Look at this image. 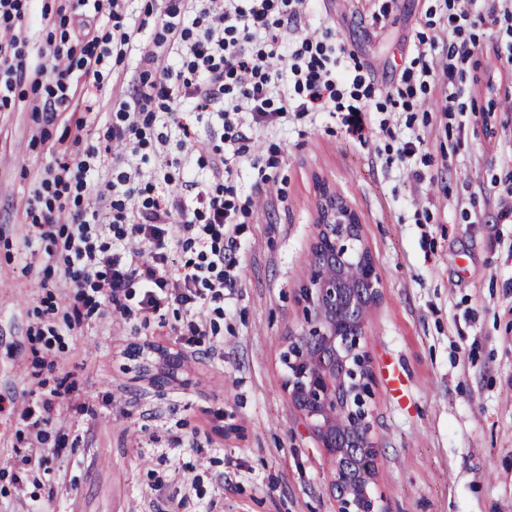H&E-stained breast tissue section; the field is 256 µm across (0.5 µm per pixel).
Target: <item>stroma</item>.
I'll list each match as a JSON object with an SVG mask.
<instances>
[{
    "instance_id": "obj_1",
    "label": "stroma",
    "mask_w": 512,
    "mask_h": 512,
    "mask_svg": "<svg viewBox=\"0 0 512 512\" xmlns=\"http://www.w3.org/2000/svg\"><path fill=\"white\" fill-rule=\"evenodd\" d=\"M458 0H390L373 17L367 0H322L307 31L330 27L372 71L379 89L397 86L417 55L418 33ZM474 65L461 81L464 104L444 111L448 89L430 84L409 112L368 114L365 139L339 115L290 117L274 131H238L256 142L282 189L240 236L241 282L216 348L196 351L177 336H150L120 316L38 340L42 288L61 244L26 247L27 211L49 163L67 148L63 117L47 124L26 95L0 111V512H165L152 489L176 494L198 479L204 498L182 512H336L333 458L290 400L282 355L303 327L300 290L312 274L322 190L352 210L380 279L365 318L371 357L372 492L380 512H512V20L482 19L467 31ZM178 113L161 114L176 184L199 170L220 139L217 116L181 146ZM420 139L409 157L403 142ZM183 351L181 380L157 388L127 359L135 344ZM403 381L392 391L386 366ZM74 380L56 404L58 421L39 435L21 417L48 387ZM198 448H171L176 434ZM30 452L48 471L21 462Z\"/></svg>"
}]
</instances>
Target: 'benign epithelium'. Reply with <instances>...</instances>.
Returning a JSON list of instances; mask_svg holds the SVG:
<instances>
[{
    "instance_id": "1",
    "label": "benign epithelium",
    "mask_w": 512,
    "mask_h": 512,
    "mask_svg": "<svg viewBox=\"0 0 512 512\" xmlns=\"http://www.w3.org/2000/svg\"><path fill=\"white\" fill-rule=\"evenodd\" d=\"M355 214L328 191H323L320 221L309 284L301 289L304 326L289 338L283 360L288 368L285 387L308 421L321 447L336 462L332 488L338 512H363L360 493H368L370 471L361 459L373 447L370 436V356L364 347L365 315L369 302L378 295L379 276L369 253L362 249L363 280L370 285L362 298L358 289L336 287L346 278L349 248L336 247L337 232ZM158 356L160 369L153 375L163 388L178 377L183 366L179 353L150 348Z\"/></svg>"
}]
</instances>
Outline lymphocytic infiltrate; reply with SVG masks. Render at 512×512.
<instances>
[{
  "label": "lymphocytic infiltrate",
  "mask_w": 512,
  "mask_h": 512,
  "mask_svg": "<svg viewBox=\"0 0 512 512\" xmlns=\"http://www.w3.org/2000/svg\"><path fill=\"white\" fill-rule=\"evenodd\" d=\"M316 5L163 0L152 43L139 54L140 82L130 97L112 102L104 147L90 145L55 161L34 190L30 215L37 239L61 236L66 251L56 269L59 287L69 291L62 309L66 330L116 312L155 331L154 315L175 305L187 319L180 335L196 346L215 347L226 302L240 279L239 235L253 213V198H239L234 184L251 147L241 139L229 155L212 145L208 178L191 197L175 188L168 162L145 154L147 135L160 114L177 106L216 113L228 135L242 118L268 130L293 112H349L353 130L363 131L360 115L376 96L372 75L347 59L331 32L283 42V29L298 27ZM471 16L469 8H460L436 34L420 36L418 53L386 104L410 111L415 86L439 79L448 84L449 100L465 95L456 77L472 56L465 37ZM104 17L112 31H99ZM49 20L39 0H0V109L11 106L27 78L53 103L50 120L55 108L69 107L74 81H82L89 101L104 99V66L112 55L126 54L144 31L143 24L123 23L121 0H72L60 34L47 35L45 48L30 52V29ZM284 81L295 98L274 100ZM90 193L96 206L84 203Z\"/></svg>",
  "instance_id": "obj_1"
}]
</instances>
